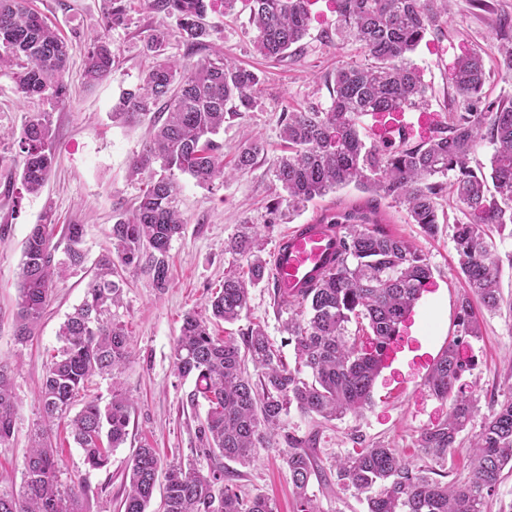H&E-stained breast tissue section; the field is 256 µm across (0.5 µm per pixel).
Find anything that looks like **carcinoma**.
Here are the masks:
<instances>
[{"mask_svg":"<svg viewBox=\"0 0 512 512\" xmlns=\"http://www.w3.org/2000/svg\"><path fill=\"white\" fill-rule=\"evenodd\" d=\"M219 2L226 12L238 3L249 12L254 48L267 59L287 57L307 34L308 0H145L152 12L178 17L189 49L207 43L205 17ZM337 2L340 33L360 42L366 63L336 71L327 108L283 110L281 137L288 155L274 163L282 193L268 208L269 223H276L283 205L298 212L352 184L406 206L412 223L433 237L439 233L438 199L451 187L464 215L453 224V241L469 292L458 302L454 338L427 378L437 397L450 400L448 418L422 430L416 440L438 462L457 450L458 436L476 410L477 398L458 386L472 369L459 348L480 334L471 296L491 311L499 305L500 264L485 240L484 226L495 224L502 230L512 224V101L483 96L485 59L473 52L458 61L454 74L464 111L449 113L447 124L417 143L405 137L366 145L358 130L361 117L425 107L426 87L411 54L427 33L440 31L448 18V0ZM126 18V0H105L103 31L94 36L86 58L89 80L106 79L115 71L107 35ZM168 48L166 29H155L147 44L151 64L113 109L112 120L122 123L153 114V135L130 163L131 172L149 174V182L132 210L112 224L111 249L98 257L83 301L60 326V347L47 364L39 392L40 421L24 456L23 484L15 494H0V512H86L89 487L62 481L52 427L67 425L93 469L106 467L109 450L126 441L130 400L117 385H112L105 406L92 400L72 412L93 377L113 374L131 355L128 332L112 314L125 285L121 270L144 263L155 287H166L169 246L185 228L177 174L202 186L224 184V153L212 136L224 128L226 117L251 111L260 98L257 73L219 55L180 60ZM491 51L500 70L511 76L512 43ZM6 64L19 69L16 83L22 98L65 103L68 44L29 7V0H0V67ZM485 139L493 147L487 167L475 158ZM17 143L10 167L18 170L25 191L38 192L55 163L45 113L27 122ZM262 151L258 138L241 143L234 171H250ZM330 221L340 226L342 252L335 268L289 302L293 310L285 331L294 345L291 363L277 353L260 326L247 332L242 347L231 337L213 335L211 325L240 318L248 287L269 273L258 232L245 229L224 243L225 250L246 259L247 276H224L207 302L208 314L184 316L174 346L179 374L195 378L191 406L202 400L208 405L196 431L199 448L183 461L168 463L153 448L135 449L128 462L124 512H148L159 484L163 512H277L265 495L242 496L238 474L227 470L224 461L245 465L259 449L275 447L292 407L330 422L358 414L369 403L383 351L420 298L431 269L423 253L400 237L369 227L372 220L357 210L335 214ZM55 230L48 211L25 245L15 325L21 344L35 335L55 288L85 259L83 225L63 228L68 245L62 259L56 258ZM352 322L356 331L369 334V345L360 346L347 336ZM16 408L8 368L0 365V445L12 436ZM312 445L310 438L290 436L283 450L296 512H319L307 494L311 478L321 475ZM469 454V478L443 482L395 449L373 444L336 461V483L360 493L380 485L376 495L366 498L367 512H487L503 470L512 466V397L484 422Z\"/></svg>","mask_w":512,"mask_h":512,"instance_id":"1","label":"carcinoma"}]
</instances>
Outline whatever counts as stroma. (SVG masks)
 I'll return each instance as SVG.
<instances>
[{"mask_svg":"<svg viewBox=\"0 0 512 512\" xmlns=\"http://www.w3.org/2000/svg\"><path fill=\"white\" fill-rule=\"evenodd\" d=\"M30 5L69 43L65 75L69 100L53 108L38 99L21 98L12 71L0 69V131L8 135L0 142V151L11 148V135L21 133L31 116L46 112L56 156L50 178L40 192L0 194V364L10 369L18 399L14 435L0 446V491H16L22 485L28 437L38 421V390L45 366L58 346L59 328L81 302L89 272L109 246L107 234L117 214L131 206L143 188L141 178L130 176L129 165L148 139L151 121L145 118L130 125L118 124L112 120V109L123 90L139 84L149 61L147 41L155 28L168 29L169 54L179 58L185 52L177 18H158L143 0H129L126 22L108 31L102 23L103 0H30ZM308 9L309 31L296 54L282 61L256 55L248 13L228 16L219 4L208 13L211 37L205 55L223 53L255 71L263 83L254 111L226 121L217 135L224 161L232 163L238 146L250 136L259 137L265 151L250 172L228 177L212 188L198 185L190 176H179L180 208L186 225L183 235L170 245L166 288H155L144 268L131 266L122 271L125 286L114 313L130 334L132 355L115 377L94 378L88 395L109 398L112 384H120L132 402L127 440L113 449L107 467L93 470L69 433L61 427L54 430L60 447L61 478L89 485L88 512H120L127 463L135 448H156L162 458L173 461L189 457L197 447L195 432L206 408L186 405L194 380L179 375L174 342L184 314L203 311L211 293L223 284L225 273L245 268V259L224 249L244 220L259 226L265 252L270 255L292 226L360 208L372 212L387 232L422 250L431 266L427 289L412 316L418 333L402 340L411 356L381 371L362 413L324 424L294 409L286 417V433L299 437L315 434L314 454L322 468H330L337 459L376 442L389 445L416 464H425L416 438L421 430L443 421L448 414V401L434 397L425 380L434 358L455 333L458 300L465 291L451 225H442L436 237H426L418 225L410 223L402 205L373 200L352 186L310 202L290 219L276 224L268 221L274 193L273 161L283 150V109L326 108L330 104V78L336 68L365 60L358 44L341 43L336 35V0H309ZM504 15L512 16V0H451L441 33L426 34L412 56L428 87V111L443 118L461 111L452 82L454 65L465 53L486 51L499 43L498 19ZM102 30L108 33L118 70L107 79L92 82L85 76V54L91 38ZM48 209L56 224L84 225L86 259L83 267L71 272L55 289L34 338L22 345L14 336L22 252L33 224L39 223ZM489 236L501 260V300L492 312L475 305L481 333L462 348L464 357L473 364L463 381L477 396L478 408L458 438V449L436 466L452 481L469 477L466 448L485 419L512 396V234L493 229ZM287 319V308L277 307L273 285L266 280L251 287L239 320L219 324L213 332L239 342L250 327L262 326L275 348L289 360L293 348L283 329ZM238 472L243 493L266 495L279 512H295L288 471L278 449H259L251 464L239 467ZM309 493L319 512H366L364 495L354 489L314 480Z\"/></svg>","mask_w":512,"mask_h":512,"instance_id":"obj_1","label":"stroma"}]
</instances>
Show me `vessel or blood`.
<instances>
[{
	"label": "vessel or blood",
	"mask_w": 512,
	"mask_h": 512,
	"mask_svg": "<svg viewBox=\"0 0 512 512\" xmlns=\"http://www.w3.org/2000/svg\"><path fill=\"white\" fill-rule=\"evenodd\" d=\"M435 116L419 113L417 120H408L406 113L397 112L382 119L375 127L377 141L396 137L398 131L411 130L413 125L432 126ZM341 251V237L336 225L316 220L292 228L281 238L274 250L271 278L283 300L298 298L305 288L314 284L332 269Z\"/></svg>",
	"instance_id": "obj_1"
}]
</instances>
